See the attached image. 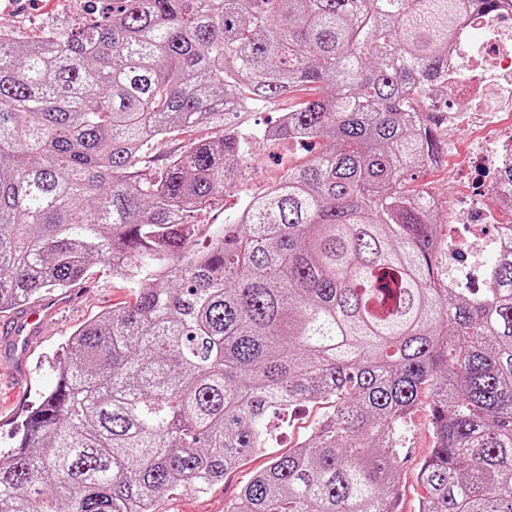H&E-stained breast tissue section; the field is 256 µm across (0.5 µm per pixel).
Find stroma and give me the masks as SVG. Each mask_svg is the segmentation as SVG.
Listing matches in <instances>:
<instances>
[{
    "label": "stroma",
    "instance_id": "35a3bbf8",
    "mask_svg": "<svg viewBox=\"0 0 512 512\" xmlns=\"http://www.w3.org/2000/svg\"><path fill=\"white\" fill-rule=\"evenodd\" d=\"M88 16L87 0H28L23 8L19 7L18 0H0V23L9 26L24 40L42 37L48 31L78 27ZM287 108L284 102L260 104L237 118V125L252 135L248 179L241 191L227 194L223 203L204 213L203 223H223L225 212L237 209L245 194L268 188L288 167L307 159V152L295 143L273 145L258 135L259 130L271 125ZM471 125L470 115L461 113L454 127L444 124L438 127L440 161L419 174L416 187L427 189L444 203H467L472 195V182L461 159L473 143ZM83 283L73 303L44 322L41 342L27 355L23 367H14L7 361L8 339L0 335V453L13 449L14 436L28 410L55 388L56 368L65 358V343L70 335L112 305L131 298L129 289L114 280L108 267L99 262L91 265ZM321 414V406L315 404L298 407L288 429L277 434L270 453L251 456L242 466L229 472L223 482L206 490L164 493L157 503L158 512H224L225 505L234 499L240 487L256 470L267 465L270 455L287 452L302 442ZM402 437L404 452L395 462L402 471L399 509L400 512H419L424 491L416 480V470L429 456L433 445L427 404H420L412 413Z\"/></svg>",
    "mask_w": 512,
    "mask_h": 512
}]
</instances>
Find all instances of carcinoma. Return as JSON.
<instances>
[{"mask_svg": "<svg viewBox=\"0 0 512 512\" xmlns=\"http://www.w3.org/2000/svg\"><path fill=\"white\" fill-rule=\"evenodd\" d=\"M496 0H90L76 32L0 36V312L85 277L130 288L73 332L0 456V512H156L224 480L303 402L327 411L224 512H397L429 393L419 512H512V239L448 287L430 94L454 22ZM317 92L316 149L222 224L251 157L233 118ZM220 136L154 163V130ZM430 398L424 395L422 403L412 413L403 429L404 452L394 465L402 471V483L398 490L401 512H418L422 487L416 480V469L429 456L432 445V426L428 403Z\"/></svg>", "mask_w": 512, "mask_h": 512, "instance_id": "obj_1", "label": "carcinoma"}]
</instances>
